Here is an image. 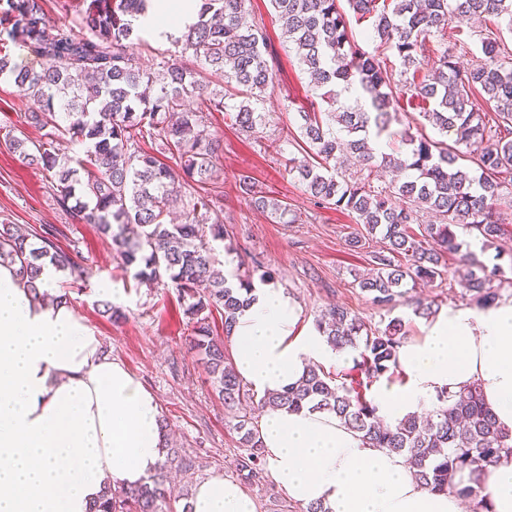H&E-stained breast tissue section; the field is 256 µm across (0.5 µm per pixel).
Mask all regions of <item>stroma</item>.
<instances>
[{
	"label": "stroma",
	"instance_id": "1",
	"mask_svg": "<svg viewBox=\"0 0 512 512\" xmlns=\"http://www.w3.org/2000/svg\"><path fill=\"white\" fill-rule=\"evenodd\" d=\"M245 11L266 36L278 72L274 89L257 104L266 119L255 138L238 136L229 113L210 115V130L220 137L215 185L224 193L229 233L228 240L215 242L214 247L220 253H234L237 263L232 278H241L257 263L271 269L275 283L298 304L300 325L307 331L315 330L321 311L334 304L371 326L382 327L391 318H403L413 338L421 335L424 325L423 318L413 313L414 301L442 309L470 307V294L455 276L452 261L447 264L446 280L407 287L404 297L390 309L379 307L361 291L358 282L379 245L367 240L364 248L351 250L350 239L364 236V226L348 211L317 205L289 174V158L305 156L298 110L306 103L308 76L282 37L281 23L268 0H247ZM482 37L479 28L453 20L432 42L448 47L459 65L467 67L481 59ZM461 40L467 42V51H459ZM34 108L32 99L13 82L0 80V222L23 228L54 227L58 245L76 250L87 272L85 280L76 283L63 273L57 283L68 288L72 307L101 336L112 357L157 396L170 441L194 457L193 473L178 474L176 489L194 488L215 474L234 478V460L243 451L240 435L190 348L191 328L176 290L136 283L133 270L123 268L110 239L60 208L46 172L9 149L11 138L40 139L41 130L27 119ZM247 177L259 190L287 201L297 222L282 224L258 211L239 187ZM500 219L511 231L494 245L484 246L472 235L467 238L471 251L489 266L512 264V195L502 203ZM107 288L113 289L122 313L116 321L99 312Z\"/></svg>",
	"mask_w": 512,
	"mask_h": 512
}]
</instances>
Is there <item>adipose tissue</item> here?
I'll return each instance as SVG.
<instances>
[{"label": "adipose tissue", "mask_w": 512, "mask_h": 512, "mask_svg": "<svg viewBox=\"0 0 512 512\" xmlns=\"http://www.w3.org/2000/svg\"><path fill=\"white\" fill-rule=\"evenodd\" d=\"M191 0H154L137 25L159 33L189 22ZM300 308L272 282L254 285L232 334L233 367L258 396L295 385L314 364H340L320 335L299 329ZM399 382L375 381L369 398L386 422L476 384L498 425L512 432V301L448 308L398 350ZM270 475L289 500L326 512H462L431 492L403 456L370 447L336 417L267 411L258 426ZM157 397L104 349L63 302L35 300L14 266L0 264V512H89L105 485L132 488L161 462ZM489 512H512V455L479 475ZM189 512H257L236 481L199 484Z\"/></svg>", "instance_id": "1"}]
</instances>
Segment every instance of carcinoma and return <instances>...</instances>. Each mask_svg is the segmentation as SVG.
I'll list each match as a JSON object with an SVG mask.
<instances>
[{
  "label": "carcinoma",
  "mask_w": 512,
  "mask_h": 512,
  "mask_svg": "<svg viewBox=\"0 0 512 512\" xmlns=\"http://www.w3.org/2000/svg\"><path fill=\"white\" fill-rule=\"evenodd\" d=\"M150 0H89L83 20L91 35H79L51 22L44 0H0V77L6 76L37 102L30 124L43 130L31 144L12 139L9 146L28 163L51 174L57 202L82 224L111 239L125 268L138 282L166 280L185 304L191 326V349L211 377L214 392L231 417L246 452L239 456L236 476L248 485L264 479L265 455L247 416H238L249 390L228 361L224 337L232 335L237 312L249 305L254 272L234 288L218 268L212 242L224 240V196L207 185L216 177L218 138L209 132L210 113L226 109L224 97L208 99L195 109L189 101L202 90L201 78H221L241 100L233 125L242 135L259 133L264 113L255 104L274 86L277 68L266 38L243 21L246 0H200L194 21L185 26L181 58L145 68L134 53L143 41L133 20L148 12ZM309 77L308 106L302 107L300 134L309 161L289 168L317 202L356 215L366 233L380 236L384 249L371 255L374 274L359 281L372 301L393 307L403 297L406 280L433 282L447 272L442 255L459 256L455 272L472 301L480 306L495 299L493 283L504 269L487 268L475 255L462 252L458 231L472 230L483 245L504 234L496 218L505 180L512 181V64L497 37L482 39L484 58L460 70L448 50L422 81L412 77L403 87L423 104V118L441 135L453 136L465 150L449 147L409 131L401 133L403 150L379 153L373 140L390 135L393 64L400 74L424 65L429 37L448 20L493 21L512 33V0H393L379 9L377 0H269ZM371 18L368 37L392 52L364 51L349 27L347 12ZM40 61L31 69L12 62L8 45ZM482 97L496 120L476 108ZM68 139L85 146L84 158L71 160L56 151ZM150 139L175 165L162 163L143 148ZM475 156L476 167L462 164ZM242 190L254 206L280 219L288 204L245 179ZM432 212L438 224L416 234L420 213ZM0 262L17 265L19 277L34 298L50 297L37 281L50 264L84 278L85 268L72 251L56 243L51 227L21 233L0 224ZM220 317L224 335L214 333ZM316 327L334 350L363 348L368 379L396 372L400 345L408 339L403 320L371 327L344 307L321 314ZM442 406L427 420L409 413L385 424L361 387L337 382L316 364L297 387L262 397L261 407L290 411L307 408L328 413L374 448L402 455L415 479L435 492L457 493L471 501L477 490L461 486L457 476L479 471L502 451L512 452V436L502 432L487 408L481 388L472 384L454 401L438 395ZM158 470L133 489L106 487L90 512H162L174 491L172 469L189 473L195 461L180 448H163Z\"/></svg>",
  "instance_id": "carcinoma-1"
}]
</instances>
